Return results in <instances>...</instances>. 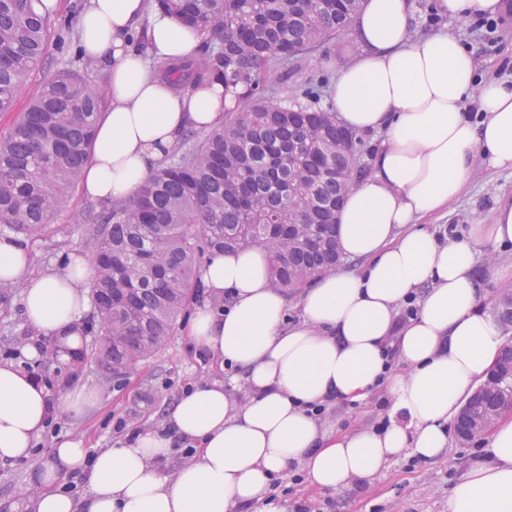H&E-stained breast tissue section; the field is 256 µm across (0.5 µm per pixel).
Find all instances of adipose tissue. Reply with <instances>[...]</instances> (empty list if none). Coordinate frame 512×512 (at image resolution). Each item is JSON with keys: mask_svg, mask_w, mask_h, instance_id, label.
Segmentation results:
<instances>
[{"mask_svg": "<svg viewBox=\"0 0 512 512\" xmlns=\"http://www.w3.org/2000/svg\"><path fill=\"white\" fill-rule=\"evenodd\" d=\"M413 14V0H365L351 25L356 59L329 88L341 124L386 133L337 218L342 250L359 267L315 276L303 289L300 321L289 326L264 248L214 255L201 279L210 297L230 305L221 315L196 308L187 334L215 363L239 368V383L197 384L162 430L94 455L81 438L60 442L41 462L25 512H278L272 482L293 466L314 487L333 490L373 479L404 453L446 452L450 421L506 344L481 310L487 290L476 269L488 248L512 246V198L496 200L490 223L471 225L461 242H443L420 222L446 211L475 160L512 172V85L478 81L455 35L410 38ZM142 30L143 50L132 42ZM202 41L153 0H88L79 48L108 83L83 173L86 196L128 199L185 131L223 128L234 103L223 79L177 90L152 69L156 59L195 56ZM471 96L481 111L475 120L462 112ZM30 267L27 242L0 235V284L22 288L28 323L67 362L83 343L94 267L74 252L41 273ZM412 297L417 315L397 325ZM381 386L392 415L384 429L326 431L309 412L364 400ZM51 407L32 374L0 363V465L30 457ZM178 438L197 452L168 474L159 464ZM73 474L88 487L82 496L64 488ZM448 512H512V417L486 436L453 486Z\"/></svg>", "mask_w": 512, "mask_h": 512, "instance_id": "ef3b65f1", "label": "adipose tissue"}]
</instances>
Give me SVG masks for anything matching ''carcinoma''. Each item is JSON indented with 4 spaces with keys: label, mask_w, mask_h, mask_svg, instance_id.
<instances>
[{
    "label": "carcinoma",
    "mask_w": 512,
    "mask_h": 512,
    "mask_svg": "<svg viewBox=\"0 0 512 512\" xmlns=\"http://www.w3.org/2000/svg\"><path fill=\"white\" fill-rule=\"evenodd\" d=\"M183 25L205 33L203 57L159 65L177 88L222 75L241 87L224 128L182 139L166 165L135 195L106 206L95 221L90 331L100 339L57 374L78 377L95 363L125 376L154 357L194 303L207 300L199 271L216 251L260 246L274 285L296 291L341 266L336 205L365 176L345 146L363 139L336 113L288 103V74L307 55L343 34L362 0H155ZM49 16L33 0H0V112L14 110L20 89L42 61ZM277 75L283 102L263 94ZM103 92L75 71L48 80L0 140V224L16 234L55 232L51 221L72 201L89 160ZM496 310L512 326V286ZM461 410L484 411L512 399V374L488 375Z\"/></svg>",
    "instance_id": "carcinoma-1"
}]
</instances>
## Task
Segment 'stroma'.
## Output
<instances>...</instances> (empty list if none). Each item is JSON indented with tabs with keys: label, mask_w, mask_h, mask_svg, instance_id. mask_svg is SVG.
Returning <instances> with one entry per match:
<instances>
[{
	"label": "stroma",
	"mask_w": 512,
	"mask_h": 512,
	"mask_svg": "<svg viewBox=\"0 0 512 512\" xmlns=\"http://www.w3.org/2000/svg\"><path fill=\"white\" fill-rule=\"evenodd\" d=\"M61 8L51 19L52 26L70 25L64 50L48 45L42 63L29 76L18 95V109H25L31 96L58 72L82 68L87 82L93 86L106 83V75L98 66L83 67L78 54L77 25L86 0H60ZM435 0H415L416 10L410 35L417 38L445 30L453 33L470 51L479 79H496L512 84V15L500 14L492 33L480 34L471 19H451L434 10ZM354 49L349 36L336 38L327 48L312 52L288 85L269 79L266 96L279 102L283 92L304 95L309 86L322 79L333 78L337 69L350 63ZM512 195V174L492 171L475 162L471 177L461 197L450 205L447 214L428 219L426 227L440 239L455 235L464 239L471 225L490 223L493 201ZM99 201L85 197L82 189H74L73 202L62 208L53 222L55 234L29 240L32 272L49 267L61 255L79 252L91 255L94 227L82 222L80 214L99 208ZM37 333L28 324L21 290L8 295L0 303V362H10L34 375L46 388L56 408L45 432L29 459L0 466V512H12L20 502L21 488L31 486L32 475L41 458L49 456L58 439L68 435L83 436L90 451L112 447L145 428L161 429L166 411L186 392L203 381H228L231 369H222L212 359L198 352L183 331H175L168 343L136 372L114 384L96 367H85L76 387L95 389L99 402L83 418L58 410L63 396L53 370L38 366L36 357L25 347L36 342ZM390 401L379 392L362 402H337L327 405L318 418L327 430L364 426L382 429L389 423ZM478 442L463 443L451 439L447 452L440 458L425 461L408 454L389 461L369 483H352L334 490L313 487L309 480L294 485L288 495L277 496L281 512H299L302 507L312 512H448V496L457 479L479 453Z\"/></svg>",
	"instance_id": "35a3bbf8"
}]
</instances>
